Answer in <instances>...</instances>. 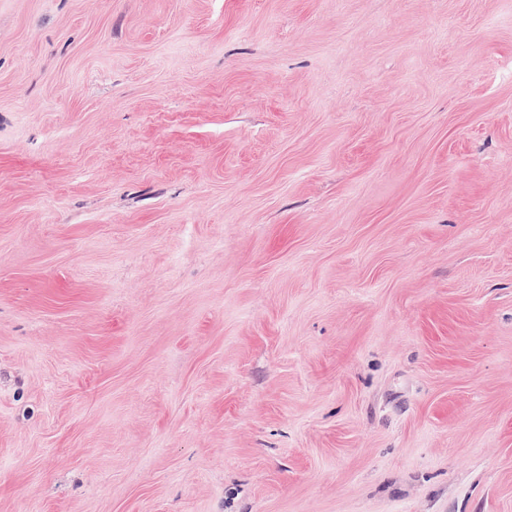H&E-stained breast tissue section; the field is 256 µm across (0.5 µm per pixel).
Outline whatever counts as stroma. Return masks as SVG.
<instances>
[{
  "instance_id": "obj_1",
  "label": "stroma",
  "mask_w": 512,
  "mask_h": 512,
  "mask_svg": "<svg viewBox=\"0 0 512 512\" xmlns=\"http://www.w3.org/2000/svg\"><path fill=\"white\" fill-rule=\"evenodd\" d=\"M0 512H512V0H0Z\"/></svg>"
}]
</instances>
